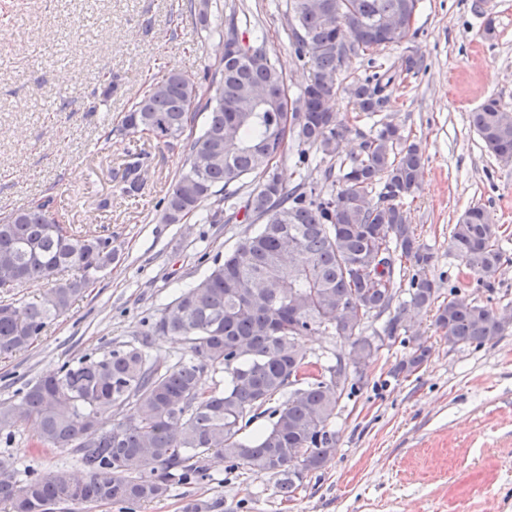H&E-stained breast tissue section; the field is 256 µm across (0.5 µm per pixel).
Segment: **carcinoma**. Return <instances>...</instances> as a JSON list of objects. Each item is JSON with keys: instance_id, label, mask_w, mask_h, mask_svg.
<instances>
[{"instance_id": "carcinoma-1", "label": "carcinoma", "mask_w": 512, "mask_h": 512, "mask_svg": "<svg viewBox=\"0 0 512 512\" xmlns=\"http://www.w3.org/2000/svg\"><path fill=\"white\" fill-rule=\"evenodd\" d=\"M417 2L287 0L292 46L311 70L295 98L264 47L241 44L232 17L205 105L190 78L169 72L121 116L122 130L185 156L158 203L163 223L177 224L208 204L209 223L232 222L241 212L231 200L249 179L255 186L241 213L247 227L162 308L141 346L65 362L27 384L18 399L0 403V436H11L25 420L34 427V447L73 449L86 474L82 481L61 471L21 480L12 462L1 459L0 503L9 512L160 501L174 481L194 471L192 460L211 453L231 470L269 476L277 492L290 497L334 454L339 401L363 383L364 367L377 355L369 339L396 342L404 314L413 311L434 313L452 349L500 341L512 325L511 309L496 312L462 286L436 304L433 253L403 210L421 183L418 143L382 122L358 153L323 166L338 157L350 131L330 107L344 58L408 40L411 26L394 29L391 20L412 21ZM392 83L388 73H375L351 83L350 97L371 116L388 103ZM202 108L205 127L194 137L189 130ZM470 123L496 159L512 161V113L497 99L470 112ZM292 149L298 180L287 190L274 168ZM147 171L146 154L127 152L114 176L122 194H139ZM449 248L486 283L503 258L499 229L479 205L454 225ZM114 259L109 229L77 230L58 216L51 196L1 214L0 288L44 281L49 289L32 301H0V356L27 350L82 297L89 276ZM71 270L75 274L65 276ZM385 314L381 328L369 329L370 320ZM312 333L350 343L348 362L309 359L299 339ZM151 336L182 337L190 356L161 364L144 350ZM428 355L427 341L415 339L393 375L416 372ZM350 364L352 377L336 387V372ZM208 370L224 380L207 383ZM262 416L268 425L246 436ZM134 458L143 460L141 467H133Z\"/></svg>"}]
</instances>
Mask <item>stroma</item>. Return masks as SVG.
<instances>
[{
	"instance_id": "stroma-1",
	"label": "stroma",
	"mask_w": 512,
	"mask_h": 512,
	"mask_svg": "<svg viewBox=\"0 0 512 512\" xmlns=\"http://www.w3.org/2000/svg\"><path fill=\"white\" fill-rule=\"evenodd\" d=\"M285 11L286 0H209L203 18L186 0H0V212L55 196L71 223L109 227L118 255L27 351L0 359V401L64 361L139 343L151 319L200 274V257L235 245L239 224H210L199 214L162 223L157 203L184 157L118 121L152 76L178 71L208 86L231 15L244 43L263 37L297 94L310 69L294 55ZM411 56L420 70L406 71ZM376 71L394 77L378 118L423 149L421 186L404 211L433 252L431 277L440 290L459 283L493 309L512 308V165L490 155L469 122L490 97L512 112V0H418L407 41L349 54L332 99L351 127L342 155L358 151L378 119L358 115L346 87ZM129 150L147 153L150 164L134 197L113 179ZM107 195L111 208L98 209ZM473 205L506 236L488 285L448 249L451 228ZM405 325L406 342L383 347L362 390L341 399L336 451L293 498L278 495L269 476L229 474L210 456L201 477L173 485L161 501L76 503L59 512H482L489 499L498 512H512V329L494 346L453 349L431 317L414 314ZM417 336L430 348L427 362L393 377ZM32 435L21 423L11 439L0 438V458L20 477H82L75 452L37 453Z\"/></svg>"
}]
</instances>
